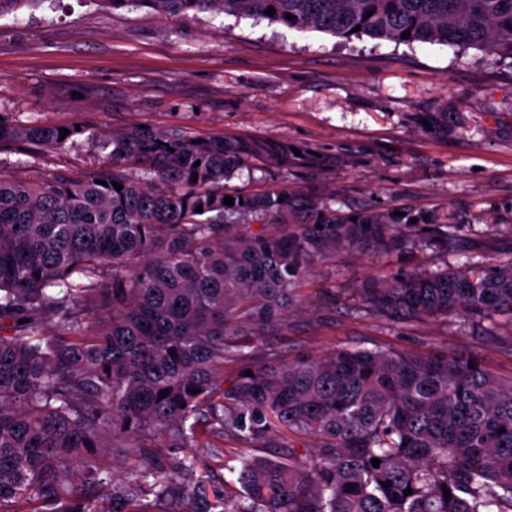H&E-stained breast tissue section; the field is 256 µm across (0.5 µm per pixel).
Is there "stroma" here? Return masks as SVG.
Segmentation results:
<instances>
[{"label":"stroma","mask_w":512,"mask_h":512,"mask_svg":"<svg viewBox=\"0 0 512 512\" xmlns=\"http://www.w3.org/2000/svg\"><path fill=\"white\" fill-rule=\"evenodd\" d=\"M63 8L0 16V113L19 123L133 124L207 136L279 141L300 155L254 159L224 187H284L344 214L401 212L418 238L451 229L457 247H345L312 254L296 311L252 337L281 361L342 348L478 359L512 377V318L395 320L362 289L448 267L512 259V58L442 44L345 40L266 20L190 11L172 22L151 9L63 0ZM447 129L425 128L433 113ZM318 153L319 163L308 161ZM108 153L83 136L39 159L0 154V174L37 182L83 176Z\"/></svg>","instance_id":"obj_1"}]
</instances>
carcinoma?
I'll return each instance as SVG.
<instances>
[{
  "instance_id": "cac0c4a2",
  "label": "carcinoma",
  "mask_w": 512,
  "mask_h": 512,
  "mask_svg": "<svg viewBox=\"0 0 512 512\" xmlns=\"http://www.w3.org/2000/svg\"><path fill=\"white\" fill-rule=\"evenodd\" d=\"M97 2L166 21L231 13L512 58V0ZM68 130L62 139L60 126L4 117L0 153L35 159L88 132ZM102 148L110 164L87 176L0 175V512H512V377L475 360L366 348L253 366L232 340L242 323L288 321L311 253L400 245L393 218L354 222L288 190H224L251 158L288 161L275 142L132 125ZM245 217L300 230L243 236L233 227ZM363 292L389 317H512V260ZM226 363L237 366L229 383ZM283 429L315 436L313 457L278 442ZM204 438L246 449L231 469L239 491L208 495ZM260 444L274 454L247 453ZM110 452L120 477L103 461Z\"/></svg>"
}]
</instances>
